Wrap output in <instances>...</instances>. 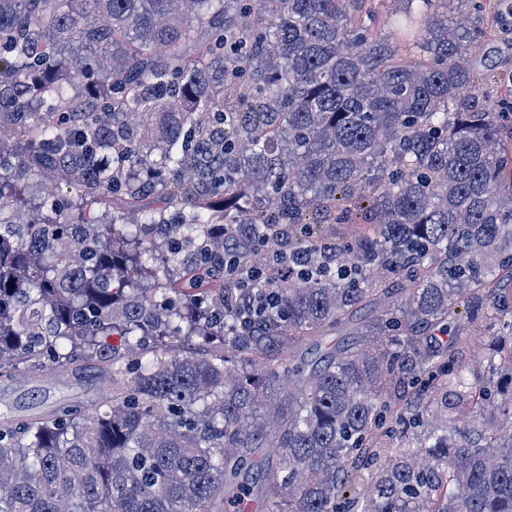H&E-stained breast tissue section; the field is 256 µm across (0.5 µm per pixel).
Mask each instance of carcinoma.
Returning a JSON list of instances; mask_svg holds the SVG:
<instances>
[{"mask_svg": "<svg viewBox=\"0 0 512 512\" xmlns=\"http://www.w3.org/2000/svg\"><path fill=\"white\" fill-rule=\"evenodd\" d=\"M387 2L0 0V378L111 361L100 403L0 419V512H341L360 468L359 512H512V70L473 53L512 0Z\"/></svg>", "mask_w": 512, "mask_h": 512, "instance_id": "obj_1", "label": "carcinoma"}]
</instances>
